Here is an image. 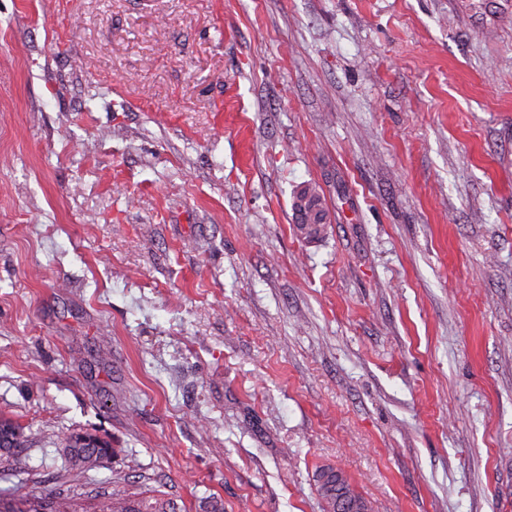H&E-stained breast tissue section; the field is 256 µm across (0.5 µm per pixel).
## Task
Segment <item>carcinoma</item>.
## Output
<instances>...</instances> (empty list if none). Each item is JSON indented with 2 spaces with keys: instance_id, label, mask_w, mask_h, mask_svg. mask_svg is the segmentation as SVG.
I'll list each match as a JSON object with an SVG mask.
<instances>
[{
  "instance_id": "1",
  "label": "carcinoma",
  "mask_w": 512,
  "mask_h": 512,
  "mask_svg": "<svg viewBox=\"0 0 512 512\" xmlns=\"http://www.w3.org/2000/svg\"><path fill=\"white\" fill-rule=\"evenodd\" d=\"M293 206L298 223H326V212L315 187L306 186L297 192ZM31 440L32 433L25 428L9 419H0V453L7 455L12 448H25ZM62 454L70 469L84 472L110 457L112 448L95 434L73 432L64 437ZM317 483L321 493H330L331 499L344 505L345 512H367L364 499L340 471L321 470ZM0 512H178V506L159 489H149L135 496L119 490L90 496L69 490L17 497L14 487L9 486L0 487Z\"/></svg>"
}]
</instances>
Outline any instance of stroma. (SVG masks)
I'll return each mask as SVG.
<instances>
[{
  "mask_svg": "<svg viewBox=\"0 0 512 512\" xmlns=\"http://www.w3.org/2000/svg\"><path fill=\"white\" fill-rule=\"evenodd\" d=\"M1 416L21 495L512 512V0H0ZM294 210L298 224L321 225L326 222V212L322 206V199L313 186H305L296 193L293 199ZM31 440V432L27 433L25 428L9 419H0L1 457L2 455L11 453L10 448H26ZM61 445L65 462L71 470H90L112 455L110 444L91 433H70L64 437ZM317 483L321 493L326 497L325 493L330 492L331 499H338L341 505H345L346 512L367 511L364 499L340 471L332 468L321 470L317 475Z\"/></svg>",
  "mask_w": 512,
  "mask_h": 512,
  "instance_id": "stroma-1",
  "label": "stroma"
}]
</instances>
